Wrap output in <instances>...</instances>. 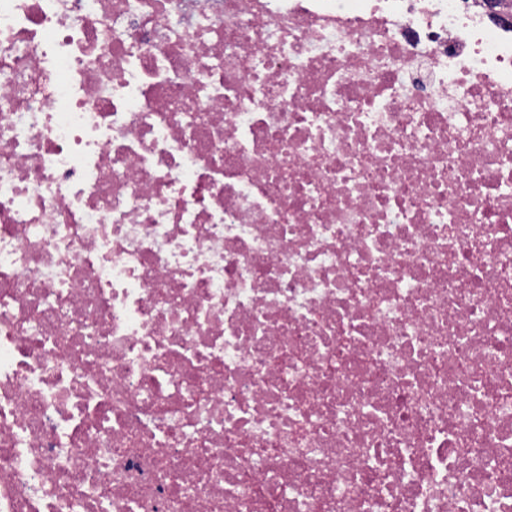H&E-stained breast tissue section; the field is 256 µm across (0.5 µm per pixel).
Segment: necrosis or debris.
I'll list each match as a JSON object with an SVG mask.
<instances>
[{"instance_id": "1", "label": "necrosis or debris", "mask_w": 512, "mask_h": 512, "mask_svg": "<svg viewBox=\"0 0 512 512\" xmlns=\"http://www.w3.org/2000/svg\"><path fill=\"white\" fill-rule=\"evenodd\" d=\"M0 512H512V22L0 0Z\"/></svg>"}]
</instances>
